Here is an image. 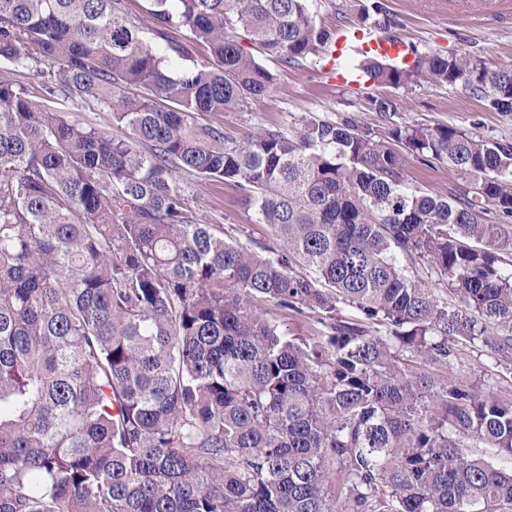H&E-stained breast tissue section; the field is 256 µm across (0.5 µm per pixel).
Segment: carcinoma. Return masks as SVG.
I'll list each match as a JSON object with an SVG mask.
<instances>
[{"mask_svg":"<svg viewBox=\"0 0 512 512\" xmlns=\"http://www.w3.org/2000/svg\"><path fill=\"white\" fill-rule=\"evenodd\" d=\"M146 2L0 0V512H512V471L478 453L512 456V395L454 372L480 346L512 374V141L198 124L271 91L239 33L286 66L333 33L309 0ZM358 68L512 113L511 62ZM388 139L461 185L410 188ZM182 174L236 183L276 256L201 223ZM269 304L325 330L290 336Z\"/></svg>","mask_w":512,"mask_h":512,"instance_id":"1","label":"carcinoma"}]
</instances>
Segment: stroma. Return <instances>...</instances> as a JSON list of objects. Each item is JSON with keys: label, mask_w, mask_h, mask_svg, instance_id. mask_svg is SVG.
<instances>
[{"label": "stroma", "mask_w": 512, "mask_h": 512, "mask_svg": "<svg viewBox=\"0 0 512 512\" xmlns=\"http://www.w3.org/2000/svg\"><path fill=\"white\" fill-rule=\"evenodd\" d=\"M374 0H311L316 22L328 29L364 25L363 10ZM394 20L387 36L399 37L421 53L443 55L467 53L484 60L488 67L512 61V0H383ZM263 63L275 77L269 96L254 101L247 111L224 114L201 113V124H221L235 134L266 127L287 133L300 132L310 119L334 121L350 118L359 127L380 128L377 113L368 100L388 97L397 104L392 118L398 125L433 128L451 125L476 130L492 139L512 140V114L486 111L463 85L412 86L392 88L371 85L358 92L329 82L326 56L308 59L295 67L281 66L271 58ZM406 183L415 189L446 195L458 185L457 176L440 162L424 165L409 159ZM196 212L203 223L220 224L228 236L244 244L260 243L275 250L279 240L268 225L259 223L255 205L244 202L243 192L234 183H198L194 186Z\"/></svg>", "instance_id": "obj_1"}]
</instances>
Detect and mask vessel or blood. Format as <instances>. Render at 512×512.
I'll use <instances>...</instances> for the list:
<instances>
[{
  "mask_svg": "<svg viewBox=\"0 0 512 512\" xmlns=\"http://www.w3.org/2000/svg\"><path fill=\"white\" fill-rule=\"evenodd\" d=\"M354 53L374 54L402 66L413 61V49L404 40L382 37L368 30L340 29L333 42L329 69L337 84L349 89H358L367 83L365 73L343 65L344 58Z\"/></svg>",
  "mask_w": 512,
  "mask_h": 512,
  "instance_id": "b4317fda",
  "label": "vessel or blood"
}]
</instances>
